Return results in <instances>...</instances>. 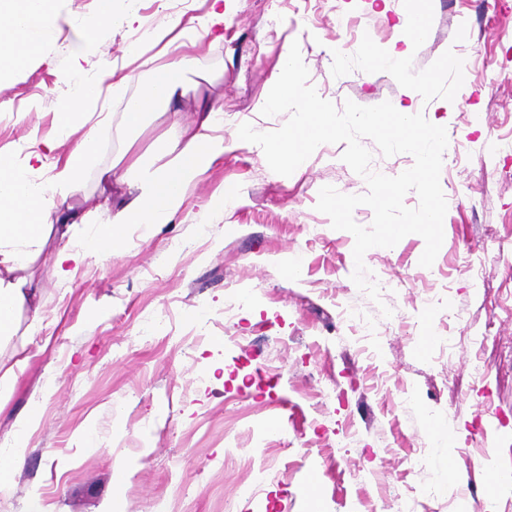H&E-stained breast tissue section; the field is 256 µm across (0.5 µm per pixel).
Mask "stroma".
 <instances>
[{
    "label": "stroma",
    "instance_id": "35a3bbf8",
    "mask_svg": "<svg viewBox=\"0 0 512 512\" xmlns=\"http://www.w3.org/2000/svg\"><path fill=\"white\" fill-rule=\"evenodd\" d=\"M209 7L142 0L140 24L103 22L79 56L77 23L96 0H58L36 52L0 79V151L19 168L52 177L91 141L67 201L98 222L78 227L76 247L111 221L99 173L128 144L146 152L206 100L224 109L226 146L170 223L129 226L120 256L88 257L64 281L61 240L43 247L41 308H19L0 341L1 364L26 359L0 396V462L25 448L0 512H396L403 499L410 512H486L493 474L512 469V0H429L421 43L413 0H230L223 38L189 50L178 112L127 131L124 106L162 57L153 41L134 62L126 48L144 24L198 27ZM294 45L336 107L388 101L447 129L443 245L429 268L416 234L367 251L374 279L390 282L377 303L351 279L353 235L315 208L323 186L367 190L344 144L283 176L235 140L241 124L286 122L261 110ZM395 51L412 82L365 64ZM449 57L463 71L445 69ZM127 64L136 81L113 89L106 69ZM79 71L99 79L108 119L47 150ZM227 184L236 203L200 223ZM235 295L248 303L225 318ZM431 416L458 431L455 451L428 436ZM419 451L423 471L408 463Z\"/></svg>",
    "mask_w": 512,
    "mask_h": 512
}]
</instances>
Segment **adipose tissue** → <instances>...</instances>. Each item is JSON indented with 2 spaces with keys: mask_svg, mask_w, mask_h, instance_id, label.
<instances>
[{
  "mask_svg": "<svg viewBox=\"0 0 512 512\" xmlns=\"http://www.w3.org/2000/svg\"><path fill=\"white\" fill-rule=\"evenodd\" d=\"M56 0H0V64L23 66L34 49L33 34L50 26ZM191 67L188 56L154 66L139 93L123 114L127 129L143 126L148 114L159 105L178 103L185 94L186 73ZM100 93L95 82L77 84L71 103L55 116L59 137L66 138L84 124L85 109ZM224 123L218 109L199 108L179 120L175 136H163L154 143L156 155L164 165L140 167L131 176L128 167L113 163L101 178L112 188L132 186V199L114 208L106 233L92 238L84 253L63 248L55 256L59 276H71L72 265L85 255L107 258L123 242L128 225L138 224L145 230L169 223L181 210L188 191L199 183L212 165L224 155ZM91 150L89 141H81L55 173L50 185L34 190L27 186L25 174L17 169L11 155L0 152V335H11L15 312L25 303L36 300L32 283L21 277L22 269L37 258L36 249L44 245L51 233L68 232L75 224H92L95 212L78 214L67 205L61 187L74 183L80 176Z\"/></svg>",
  "mask_w": 512,
  "mask_h": 512,
  "instance_id": "adipose-tissue-1",
  "label": "adipose tissue"
}]
</instances>
